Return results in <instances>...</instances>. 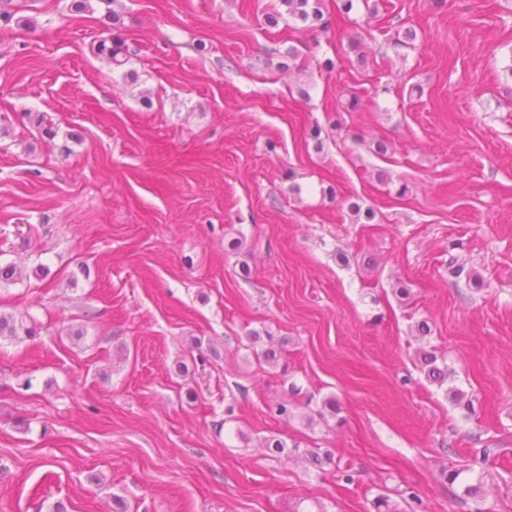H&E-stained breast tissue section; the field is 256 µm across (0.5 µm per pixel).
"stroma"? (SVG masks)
I'll return each instance as SVG.
<instances>
[{
  "mask_svg": "<svg viewBox=\"0 0 512 512\" xmlns=\"http://www.w3.org/2000/svg\"><path fill=\"white\" fill-rule=\"evenodd\" d=\"M27 3L0 21V313L40 334L0 339V512H512V0H382L390 31L359 5L309 30L279 0ZM263 328L278 367L242 347ZM420 369L431 382L442 385L448 378V366L434 351L421 350L418 356ZM442 360L441 363L439 361Z\"/></svg>",
  "mask_w": 512,
  "mask_h": 512,
  "instance_id": "1",
  "label": "stroma"
}]
</instances>
